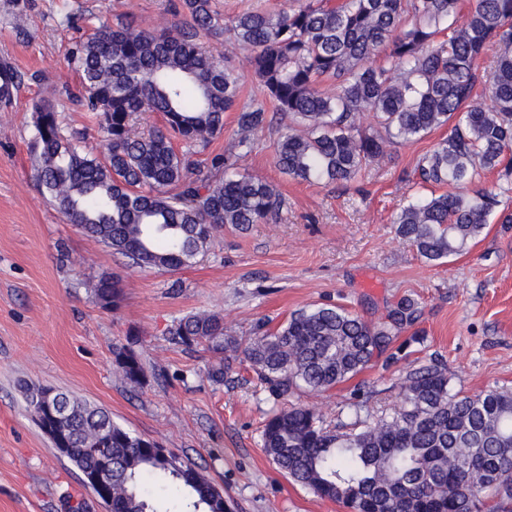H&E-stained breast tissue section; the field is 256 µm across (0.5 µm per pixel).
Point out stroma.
I'll list each match as a JSON object with an SVG mask.
<instances>
[{"instance_id":"stroma-1","label":"stroma","mask_w":512,"mask_h":512,"mask_svg":"<svg viewBox=\"0 0 512 512\" xmlns=\"http://www.w3.org/2000/svg\"><path fill=\"white\" fill-rule=\"evenodd\" d=\"M172 0H0V61L22 75L13 104L0 105V512H106L81 472L52 446L26 399L46 386L107 410L114 423L197 465L223 489L229 512H346L278 472L260 431L274 400L246 366L224 383L208 376L216 357L173 343L174 320L217 312L228 335L245 339L257 322L276 328L292 312L336 303L375 321L400 299L418 300L419 321L378 358L325 393L299 392L295 405L329 426L351 422L354 389L371 392L370 413L396 407L413 369L445 367L451 393L512 389V224L491 221L463 254L430 265L396 232L393 219L416 192L415 165L448 131L389 146L348 183H308L281 173L275 142L287 123L259 133L241 172L277 185L276 218L221 228L193 264L135 272L125 258L68 224L32 170L34 100H55L64 126L100 152L87 112L66 91L77 33L65 15L142 26ZM120 279L119 310L103 309L86 283ZM128 348L145 380L132 385L115 363Z\"/></svg>"}]
</instances>
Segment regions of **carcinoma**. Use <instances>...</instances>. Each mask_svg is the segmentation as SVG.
Wrapping results in <instances>:
<instances>
[{"mask_svg": "<svg viewBox=\"0 0 512 512\" xmlns=\"http://www.w3.org/2000/svg\"><path fill=\"white\" fill-rule=\"evenodd\" d=\"M185 21L170 26L91 28L72 52L79 88L69 93L102 133L105 154L88 152L50 101L32 105L34 175L69 224L140 270H177L206 250L219 228L245 229L276 215L285 200L272 183L237 170L275 116L290 120L275 149L282 173L305 182H348L386 155L387 146L448 136L417 165L424 184L448 192L409 202L397 233L427 263L475 244L501 194L471 190L487 172L512 185V0H293L288 10L259 8L224 21L211 0H183ZM252 50L261 96L243 99L240 77L218 47L224 34ZM496 60L476 93L483 55ZM21 75L0 68L7 105ZM237 113L232 149L210 164L194 148L224 132ZM371 112L376 128H362ZM159 114L145 134L136 118ZM89 288L116 310L120 281L103 275ZM420 315L400 300L378 322L335 304L301 309L278 328L265 324L241 342L224 334L218 313L175 321L172 341L219 356L209 378L220 384L237 360L248 363L280 400L298 389L326 391L362 373ZM127 381L144 370L133 352L114 351ZM401 404L373 421L365 405L349 406L355 422L331 431L311 409L275 405L261 431L268 457L292 481L349 512H483L489 499H512V391L450 393L446 369L422 365L400 385ZM71 410L66 457L89 476L112 464L107 512H158L143 483L170 480L191 512H227L224 492L196 466L112 422L93 404L62 393ZM469 449L466 459L456 453Z\"/></svg>", "mask_w": 512, "mask_h": 512, "instance_id": "cac0c4a2", "label": "carcinoma"}]
</instances>
